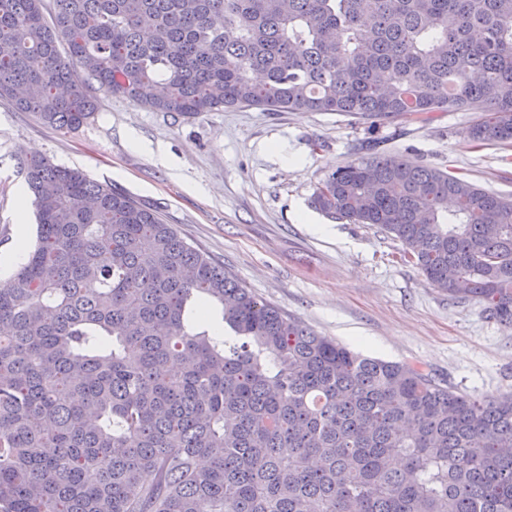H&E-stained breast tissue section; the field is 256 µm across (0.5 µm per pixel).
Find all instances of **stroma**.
I'll return each instance as SVG.
<instances>
[{
    "label": "stroma",
    "mask_w": 512,
    "mask_h": 512,
    "mask_svg": "<svg viewBox=\"0 0 512 512\" xmlns=\"http://www.w3.org/2000/svg\"><path fill=\"white\" fill-rule=\"evenodd\" d=\"M79 129L44 123L0 99V254L34 244L19 225L22 156L77 169L156 210L244 288L361 354L418 365L476 396L512 394V328L482 305L434 288L380 229L326 217L312 204L325 176L373 151L451 168L512 194V144L477 145L470 112L371 124L343 112L222 108L182 116L97 91ZM324 225L321 233L312 232Z\"/></svg>",
    "instance_id": "1"
}]
</instances>
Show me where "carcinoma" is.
Returning <instances> with one entry per match:
<instances>
[{"label": "carcinoma", "mask_w": 512, "mask_h": 512, "mask_svg": "<svg viewBox=\"0 0 512 512\" xmlns=\"http://www.w3.org/2000/svg\"><path fill=\"white\" fill-rule=\"evenodd\" d=\"M98 88L172 114L470 111L506 144L512 0H0V98L76 130ZM19 173L37 232L0 288V512H512L511 396L316 333L80 170ZM313 203L512 327V196L374 156Z\"/></svg>", "instance_id": "carcinoma-1"}]
</instances>
